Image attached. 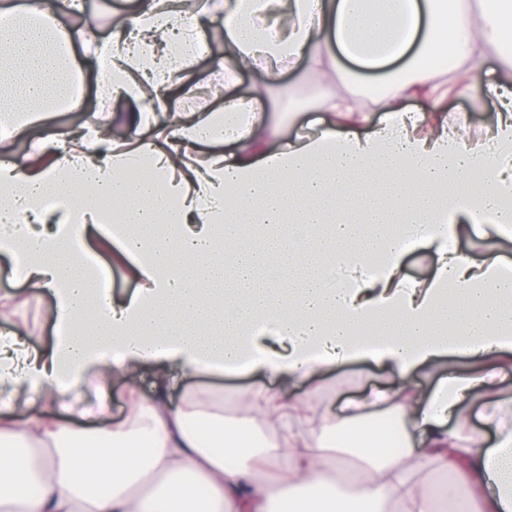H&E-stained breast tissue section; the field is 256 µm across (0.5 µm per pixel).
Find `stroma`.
Listing matches in <instances>:
<instances>
[{"label": "stroma", "instance_id": "1", "mask_svg": "<svg viewBox=\"0 0 512 512\" xmlns=\"http://www.w3.org/2000/svg\"><path fill=\"white\" fill-rule=\"evenodd\" d=\"M202 37L207 50L194 68L190 81L191 89L168 95L166 107L155 113L153 130H166L172 113L185 110H206L212 105L206 89L223 87L224 70L219 62L224 58V39L220 25L204 26ZM480 79L460 84L443 98L426 92L402 99V107L435 117L454 118L463 113L469 119L467 137L477 141L484 137L486 128L494 113V103L486 96L483 82L492 80L512 84V74L500 70L494 57H487L479 64ZM370 74L352 76L345 71L327 68L320 73L311 72L302 66L284 71L276 84H269L263 71L251 67L239 72L234 93L248 96L256 90H264L266 110L272 120L273 134L268 139L269 149H276L289 138L294 137L302 127L315 118L311 101L318 97L325 83L337 84L342 92L361 95L360 114L337 118L338 126H357L359 131L370 130L381 114L369 99L363 98L365 84L373 82ZM81 85L85 97L84 108L79 112L59 111L43 124L29 126L24 133L11 142L1 145L0 156L23 158L39 153L40 143L52 135L72 137L74 132L86 130L88 123L85 112L97 109L99 121L111 126L115 142L125 141L130 128L125 120L124 108L104 101L99 94L98 71L93 58H85ZM456 246L474 260H482L488 253H495L512 263V236L490 237L480 224L461 223ZM86 251L94 254L101 269L112 275V300L120 303L131 296L139 283L132 278L124 259L117 257L116 247L108 227H101L90 238ZM55 302L52 294L28 283L20 282L14 275V264L9 255L0 253V336H12L25 343L32 353L49 350L57 336L56 322L52 316ZM168 370L158 365H147L138 372L135 381L120 374H111L104 382L89 381L68 402L59 404L58 410L64 423L79 424V411L87 406L104 404L103 423L122 420L127 413L131 393L150 399L156 392V384L167 375ZM388 375L367 364L355 363L317 375L309 380L284 382L270 375H208L185 372L169 391V404L174 408H185L203 414H217L225 423H234L239 417L238 408L217 409L214 399L226 395H238L255 386H265L291 397L314 400L323 416L335 414L339 404L347 399L360 396L374 386L387 384Z\"/></svg>", "mask_w": 512, "mask_h": 512}]
</instances>
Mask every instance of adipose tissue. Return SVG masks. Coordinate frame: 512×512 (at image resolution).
Masks as SVG:
<instances>
[{
    "label": "adipose tissue",
    "mask_w": 512,
    "mask_h": 512,
    "mask_svg": "<svg viewBox=\"0 0 512 512\" xmlns=\"http://www.w3.org/2000/svg\"><path fill=\"white\" fill-rule=\"evenodd\" d=\"M468 3L199 0L185 14L178 0H137L103 40L93 22L61 25L47 0H0V72L13 70L19 88L0 109V140L29 117L81 110L87 55L108 63L106 96L163 102L196 63L204 19L224 25L225 86L249 67L276 82L304 59L317 72L344 58L385 81L370 91L384 116L362 135L321 120L268 151L259 90L180 113L168 133H149L150 113L130 112L136 132L119 151L85 157L56 137L45 167L1 160L0 251L54 294L63 332L34 355L1 337L0 387L56 402L91 372L131 376L146 362L299 380L366 360L400 381L324 418L330 440L301 431L308 400L261 387L236 424L201 429L169 407L167 379L106 430L0 415V512H348L329 463L385 405L424 438L399 456L366 436L360 500L394 512H512V399L494 396L512 370L451 374L426 396L408 385L413 369L444 356H512V276L496 254L475 262L452 247L462 221L512 229L501 204L512 193V87L487 84L496 110L478 143L444 122L419 134L400 105L421 88L447 95L451 74H475L489 54L512 70V0H481L476 14ZM144 159L152 178L126 187L124 168ZM452 180L472 193L448 197ZM50 210L54 230L40 225ZM109 222L121 224L114 244L141 286L97 312L86 306L96 279L71 230ZM399 226L435 257L426 281L402 274ZM479 391L489 441L453 423ZM459 478L470 499L458 496Z\"/></svg>",
    "instance_id": "adipose-tissue-1"
}]
</instances>
